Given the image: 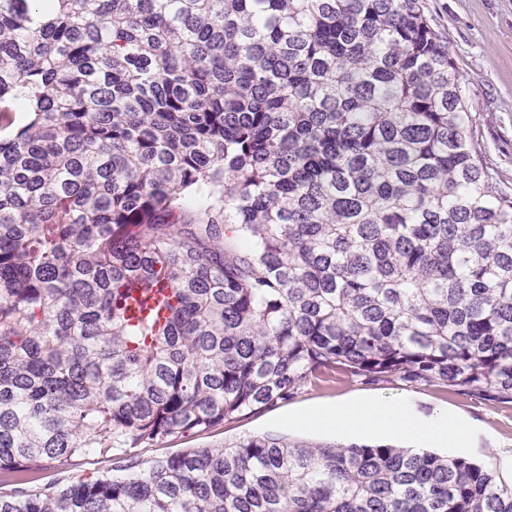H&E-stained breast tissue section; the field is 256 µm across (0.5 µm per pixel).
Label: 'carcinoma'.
Returning <instances> with one entry per match:
<instances>
[{
  "instance_id": "obj_1",
  "label": "carcinoma",
  "mask_w": 512,
  "mask_h": 512,
  "mask_svg": "<svg viewBox=\"0 0 512 512\" xmlns=\"http://www.w3.org/2000/svg\"><path fill=\"white\" fill-rule=\"evenodd\" d=\"M422 0H0V475L330 380L512 403V187ZM172 284L137 325L127 289ZM0 512H512L464 457L277 434Z\"/></svg>"
}]
</instances>
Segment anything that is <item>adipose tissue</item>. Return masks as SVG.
<instances>
[{"label":"adipose tissue","mask_w":512,"mask_h":512,"mask_svg":"<svg viewBox=\"0 0 512 512\" xmlns=\"http://www.w3.org/2000/svg\"><path fill=\"white\" fill-rule=\"evenodd\" d=\"M299 423L314 428H336L364 434L389 432L420 443H460L466 439L463 424L438 413L416 417L407 401L394 404L378 400H356L316 413L299 416Z\"/></svg>","instance_id":"obj_1"}]
</instances>
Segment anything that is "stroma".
<instances>
[{
	"mask_svg": "<svg viewBox=\"0 0 512 512\" xmlns=\"http://www.w3.org/2000/svg\"><path fill=\"white\" fill-rule=\"evenodd\" d=\"M436 29L448 39L465 101L473 116L472 134L490 168L512 184V0H422ZM388 402L409 399L424 415L448 412L467 420L469 447L434 445V452L480 462L504 481H512V404L480 402L435 386L339 382L306 387L287 403L230 422L201 435L172 437L133 454L142 467L186 448L220 447L249 435H283L309 443L351 444L355 435L332 430L286 426V417L354 399ZM124 476L122 462L112 456L73 459L68 466L47 461L32 473L0 478V493L11 495L50 483H76L92 476Z\"/></svg>",
	"mask_w": 512,
	"mask_h": 512,
	"instance_id": "35a3bbf8",
	"label": "stroma"
}]
</instances>
